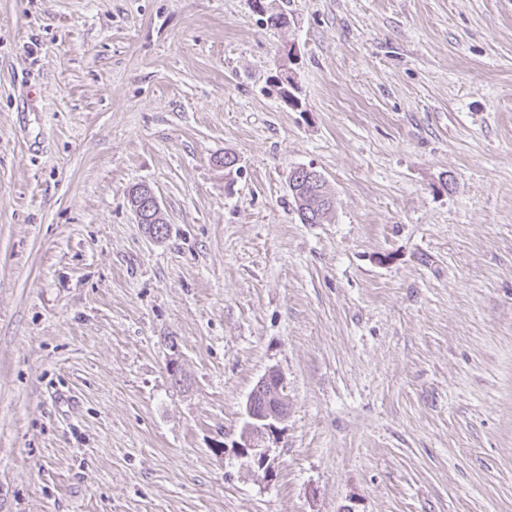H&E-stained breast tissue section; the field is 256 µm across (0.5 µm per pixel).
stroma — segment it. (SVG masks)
Listing matches in <instances>:
<instances>
[{
	"label": "stroma",
	"mask_w": 512,
	"mask_h": 512,
	"mask_svg": "<svg viewBox=\"0 0 512 512\" xmlns=\"http://www.w3.org/2000/svg\"><path fill=\"white\" fill-rule=\"evenodd\" d=\"M273 3L0 0V512H512V0ZM279 377L278 386L271 388L266 395L267 405L261 413L254 408L255 392L262 388L272 374ZM244 423L241 432L242 442L238 448V456L250 458L258 469L264 470L266 476L273 473L269 463V448L262 447L258 440L265 438V435L273 433L277 424L282 422L288 415V402L282 393V381L274 369H269L259 378L254 389L248 395L244 408Z\"/></svg>",
	"instance_id": "35a3bbf8"
}]
</instances>
